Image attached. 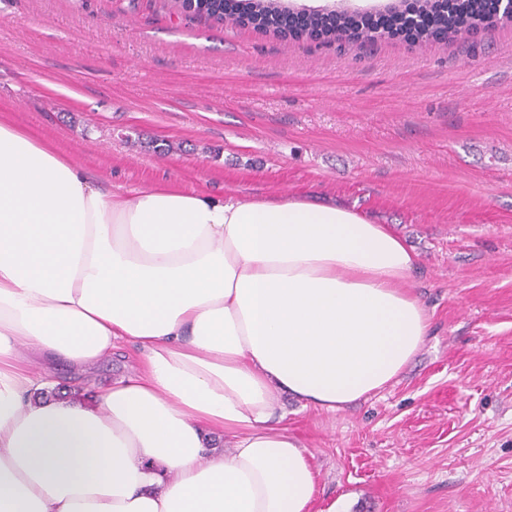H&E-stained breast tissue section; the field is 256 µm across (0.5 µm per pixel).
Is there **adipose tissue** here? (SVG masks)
<instances>
[{
    "label": "adipose tissue",
    "instance_id": "1",
    "mask_svg": "<svg viewBox=\"0 0 512 512\" xmlns=\"http://www.w3.org/2000/svg\"><path fill=\"white\" fill-rule=\"evenodd\" d=\"M417 265L312 195L104 190L0 116V512H319L280 398L396 379L430 332ZM123 342L132 374L56 394ZM53 379L58 383L56 388L60 394L65 391L68 396L73 397L91 396L92 394V386H88L86 382H75L76 380L72 379L70 372L63 367L53 373Z\"/></svg>",
    "mask_w": 512,
    "mask_h": 512
}]
</instances>
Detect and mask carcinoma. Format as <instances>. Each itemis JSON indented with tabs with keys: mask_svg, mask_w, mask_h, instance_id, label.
Instances as JSON below:
<instances>
[{
	"mask_svg": "<svg viewBox=\"0 0 512 512\" xmlns=\"http://www.w3.org/2000/svg\"><path fill=\"white\" fill-rule=\"evenodd\" d=\"M180 14L199 21L227 20L231 23H251L273 28L284 35L299 38L307 34H322L337 40L371 43L377 35L361 28L347 15H325L312 12L303 24L276 4V0H172ZM399 14L417 19L410 32L418 39L448 37L457 40L484 22L490 14L488 0H411L403 4Z\"/></svg>",
	"mask_w": 512,
	"mask_h": 512,
	"instance_id": "obj_1",
	"label": "carcinoma"
}]
</instances>
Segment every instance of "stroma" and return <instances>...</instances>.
<instances>
[{
  "mask_svg": "<svg viewBox=\"0 0 512 512\" xmlns=\"http://www.w3.org/2000/svg\"><path fill=\"white\" fill-rule=\"evenodd\" d=\"M0 115L105 189L314 194L392 226L431 331L353 407L284 399L319 505L512 512V24L342 45L162 0H0Z\"/></svg>",
  "mask_w": 512,
  "mask_h": 512,
  "instance_id": "35a3bbf8",
  "label": "stroma"
}]
</instances>
